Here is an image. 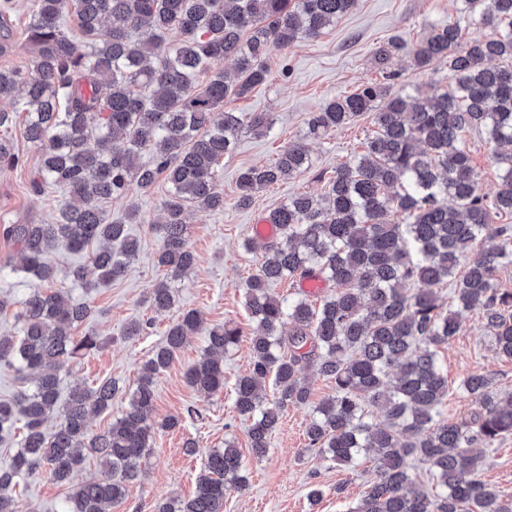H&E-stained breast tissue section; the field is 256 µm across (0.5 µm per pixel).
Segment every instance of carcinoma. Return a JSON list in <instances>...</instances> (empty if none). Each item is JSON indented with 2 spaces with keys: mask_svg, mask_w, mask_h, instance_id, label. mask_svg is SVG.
I'll return each mask as SVG.
<instances>
[{
  "mask_svg": "<svg viewBox=\"0 0 512 512\" xmlns=\"http://www.w3.org/2000/svg\"><path fill=\"white\" fill-rule=\"evenodd\" d=\"M355 0H34L28 23L30 68L0 70V99L24 91L14 111L0 110V129L26 113L25 136L41 153L32 179L40 192L52 186L80 198L66 204L51 224H8L3 236L18 246L14 273L53 279L47 254L59 247L81 252L96 245L92 266L73 280L96 288L123 277L136 259L138 240L127 225L135 213L114 221L104 208L131 188L170 186L157 265L166 279L149 304L168 310L170 281L189 270L195 256L188 227L196 209L224 207L215 166L243 129L264 134V112H227L224 99L265 83L272 46L292 48L318 37L349 12ZM461 11L492 33L463 38L457 22L432 24L410 45L392 38L375 53L383 65L408 56L424 71L448 62L450 87L413 96L393 84L367 85L313 113L306 137L318 139L365 112L376 130L361 156L336 166L321 197L298 194L274 209L268 221L278 240L262 244L255 273L245 283V306L255 323L249 372L235 383V408L251 425L249 449L266 455L284 408L310 403L305 372L333 382L335 394L315 406L306 429L308 446L321 458L352 466L372 456L376 481L352 512H512V499L479 479L484 449L512 435V392L498 394L483 374L463 378L460 388L475 405L467 419L440 417L448 398L441 349L458 336L463 315L482 313L495 353L512 360V292L497 288L512 262V0H461ZM75 16L89 51L76 53L65 31ZM177 31L180 38L167 40ZM232 60L230 81L224 61ZM477 131L492 146L500 167L493 198L483 195L464 133ZM148 152L152 163L141 162ZM12 142L0 137V173L18 166ZM311 168L304 142L289 145L268 166L239 176L238 204L253 194ZM403 213L407 223L392 220ZM484 248L458 273L475 242ZM318 279L326 291L313 305L305 297L272 293L286 279ZM451 289L455 305L444 308L439 290ZM17 334L0 335V363L32 377V389L15 405L0 402V436L23 430L11 469L0 472V512H35L20 504L15 488L46 467L54 481L70 480L86 458L106 476L70 494L64 512H112L125 498L149 454L155 427L173 429L177 416L151 419L154 380L174 360L188 336L205 333L206 347L185 374L205 394L224 389V355L241 330L229 322L204 328L199 313L186 311L167 330L164 343L141 367L128 408L101 434L89 418L112 404L110 380L75 387L60 401L59 370L98 346L75 336L90 318L54 288H37L18 301ZM290 330H285V327ZM272 378L276 397L264 382ZM56 417V430L44 424ZM22 427H17L18 421ZM428 467L432 492L418 488L413 461ZM245 465L231 442L213 448L189 498L158 502L155 512H224V498L246 485Z\"/></svg>",
  "mask_w": 512,
  "mask_h": 512,
  "instance_id": "obj_1",
  "label": "carcinoma"
}]
</instances>
